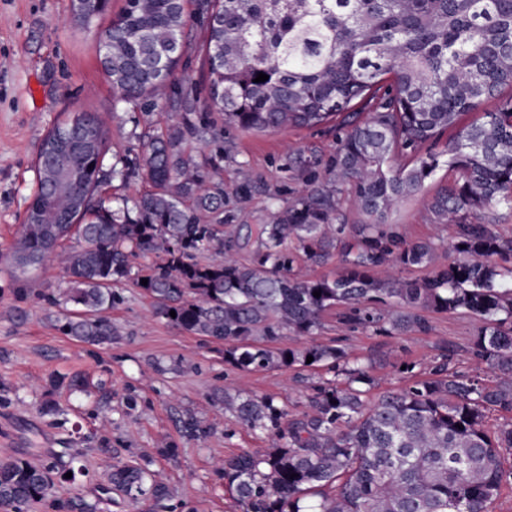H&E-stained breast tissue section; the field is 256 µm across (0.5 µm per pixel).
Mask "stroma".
Segmentation results:
<instances>
[{"instance_id": "obj_1", "label": "stroma", "mask_w": 512, "mask_h": 512, "mask_svg": "<svg viewBox=\"0 0 512 512\" xmlns=\"http://www.w3.org/2000/svg\"><path fill=\"white\" fill-rule=\"evenodd\" d=\"M123 5L124 0H108L102 17L84 30L71 14L70 0H0V458H31L71 439L93 471L99 463L95 449L105 440L117 458L141 457L163 470L177 512H240L215 464L266 447L267 439L225 412V389L271 397L296 413L303 410L322 369H235L224 362L223 343L154 315L150 296L130 281L113 286L121 300L108 315L120 334L100 347L63 335L55 327L59 309L36 297L44 288H69L70 278L60 266L46 265L29 280L34 293L26 301L13 295L18 282L10 252L37 189L34 163L46 133L70 113H94L109 124L106 160L111 163L137 153L136 135L145 125L178 123L171 103L181 94L201 100L208 95L202 51L206 30L194 14V0H189V46L164 93L148 106L121 100L103 73L98 35ZM297 150L329 160L336 150V133L326 128L245 132L225 127L220 166L229 201L224 234L244 241L241 259L252 255L253 247L246 242L249 229L273 223L302 192V180L287 165L289 153ZM242 169L249 175L243 196L236 191ZM447 177V169H439L420 192L399 200L388 213V223L398 225L407 240L451 244L453 225L437 223L427 209ZM340 316V309L328 311L315 340L337 342L352 355L374 360L373 396L407 385L398 371L401 363L424 370L447 345L459 350L457 369L471 365L466 347L478 331L474 316L432 312L429 332L405 336L346 326ZM76 373L90 378L91 395L53 392V380ZM51 397L68 410L64 425H55L40 411ZM192 414L206 420L204 439L189 437L183 429L184 419ZM167 442L177 448L175 458L164 455Z\"/></svg>"}]
</instances>
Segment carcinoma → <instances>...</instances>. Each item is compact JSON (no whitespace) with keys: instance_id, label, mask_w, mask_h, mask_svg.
I'll return each mask as SVG.
<instances>
[{"instance_id":"cac0c4a2","label":"carcinoma","mask_w":512,"mask_h":512,"mask_svg":"<svg viewBox=\"0 0 512 512\" xmlns=\"http://www.w3.org/2000/svg\"><path fill=\"white\" fill-rule=\"evenodd\" d=\"M186 0H125L103 31V72L122 99L149 102L167 83L186 47ZM204 44L208 98L182 100V122L167 132L137 135L131 160L105 165V121L75 112L44 137L36 167L64 151L79 154L85 200L74 212L37 186L31 209L45 204L57 224H27L13 248L22 281L57 261L72 288L42 294L64 311L56 327L89 345L112 342L118 331L104 312L119 296L112 284L129 277L133 260L157 262L143 289L155 314L182 329L224 342V362L241 370L319 366L325 377L305 409L292 414L269 397L224 392V407L272 447L222 461L217 473L242 512H493L512 486V421L491 430L486 413L512 416V237L485 211H512V95L497 112L459 126L486 98L512 89V0H210ZM268 80L257 82L258 74ZM263 132L333 124L336 153L317 184L321 160L298 152L288 168L315 187L273 224H258L253 260L237 257L224 238V184L210 147L224 125ZM91 124L94 146L82 143ZM457 129L442 152L443 132ZM198 141L187 147V137ZM397 157L408 159L393 166ZM455 174L430 201L436 222L455 225L453 260L436 264L439 245L409 243L385 223L393 204L419 192L441 167ZM145 174L149 188L114 202L100 188L117 177ZM369 223L344 246L333 275L300 278L302 262L322 263L336 248L343 197ZM208 254L206 263L200 258ZM425 268L421 280L402 271ZM321 295L316 297L314 292ZM343 307L348 322L379 335L427 332L425 313H468L482 326L468 371L452 367L443 349L428 375L406 364L411 383L375 402L368 359L332 344L271 349L286 334L309 337L324 312ZM313 357L307 362V357ZM88 391L73 375L54 383ZM111 460L100 489L123 496L128 512L151 501L167 509L170 490L149 464ZM72 477H65L66 473ZM88 470L65 444L36 458L0 460V508L29 512L55 483L80 488ZM54 512H99L80 494L52 502Z\"/></svg>"}]
</instances>
